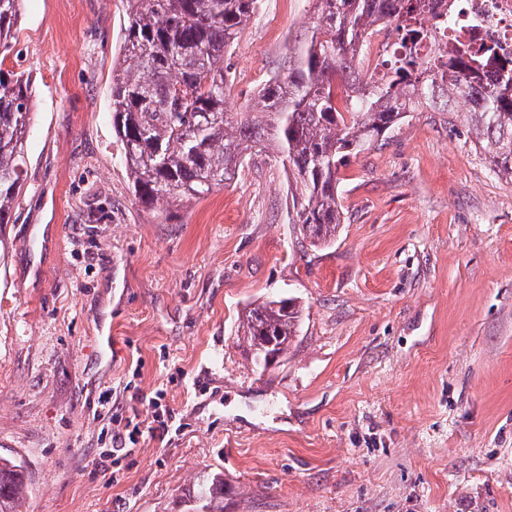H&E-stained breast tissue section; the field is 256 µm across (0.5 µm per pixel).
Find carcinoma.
Wrapping results in <instances>:
<instances>
[{
  "mask_svg": "<svg viewBox=\"0 0 512 512\" xmlns=\"http://www.w3.org/2000/svg\"><path fill=\"white\" fill-rule=\"evenodd\" d=\"M317 17L284 72L243 112H228L224 54L260 0H126L118 63L112 67V133L134 200L163 205L164 220L233 180L243 160L266 149L288 173L290 223L315 248L336 241L343 209L337 185L343 157L378 143L409 112H454L466 120L490 166L512 180V62L419 43L447 25L451 0H316ZM21 0H0V224H12L26 191L32 76L4 66L17 44ZM392 29L387 61L363 80L355 64L373 27ZM345 97L336 98V81ZM302 309L293 298L244 311L237 327L254 371L288 353ZM23 467L0 455V512H18ZM234 494L221 474L201 476L192 512H224Z\"/></svg>",
  "mask_w": 512,
  "mask_h": 512,
  "instance_id": "1",
  "label": "carcinoma"
}]
</instances>
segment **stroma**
I'll list each match as a JSON object with an SVG mask.
<instances>
[{
  "label": "stroma",
  "mask_w": 512,
  "mask_h": 512,
  "mask_svg": "<svg viewBox=\"0 0 512 512\" xmlns=\"http://www.w3.org/2000/svg\"><path fill=\"white\" fill-rule=\"evenodd\" d=\"M125 0H22L35 95L28 191L0 226V454L20 512H186L200 473L228 512H512V180L462 113L412 112L339 168L345 221L310 247L271 153L164 221L112 139ZM315 0H262L226 55L231 112L282 70ZM300 302L286 356L253 372L254 302ZM111 391L112 419L98 415ZM111 464L109 434L150 420ZM163 398L162 392L157 393V397L153 398L152 406V421L151 424H156V426H148L147 432L155 434L156 431H162L163 433L166 431L168 433L169 426L172 425L176 416L174 411L168 408L166 405L163 406L159 400ZM25 489L23 467L14 458L0 455V512H18Z\"/></svg>",
  "instance_id": "obj_1"
}]
</instances>
